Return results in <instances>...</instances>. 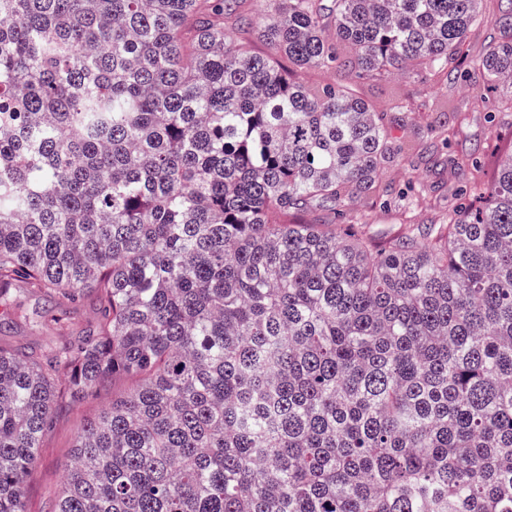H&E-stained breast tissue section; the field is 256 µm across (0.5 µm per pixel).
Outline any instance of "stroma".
Wrapping results in <instances>:
<instances>
[{"mask_svg":"<svg viewBox=\"0 0 512 512\" xmlns=\"http://www.w3.org/2000/svg\"><path fill=\"white\" fill-rule=\"evenodd\" d=\"M483 22L473 26L466 38L470 60L481 59L501 37L499 19L512 11V0H482ZM361 97L377 111L392 112L403 101L404 119L395 124L394 135L412 152L408 166L392 164L384 181L401 186L414 184L412 203L378 205L354 198L342 221L357 225L367 237L382 243L413 229L417 238L437 230L448 220V201L458 186L472 182L470 173L451 168L449 158L480 150L488 167H497L512 153V111L498 112L488 120L487 111L469 105L468 84L461 79L443 80L428 73L396 71L360 85ZM449 115L447 133L434 130L440 115ZM14 313L0 317V344L36 350L50 338L81 335L97 315L94 296H85L74 306L18 286L12 298ZM133 385L131 379L116 376L98 385L82 400L63 397L54 409L53 423L42 439L39 465L27 485L30 512H50L72 461V444L83 423L110 406L112 399Z\"/></svg>","mask_w":512,"mask_h":512,"instance_id":"obj_1","label":"stroma"}]
</instances>
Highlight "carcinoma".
Masks as SVG:
<instances>
[{"instance_id":"cac0c4a2","label":"carcinoma","mask_w":512,"mask_h":512,"mask_svg":"<svg viewBox=\"0 0 512 512\" xmlns=\"http://www.w3.org/2000/svg\"><path fill=\"white\" fill-rule=\"evenodd\" d=\"M480 2L268 0L258 55L224 0H0V313L17 282L98 301L0 346V512H30L58 388L111 375L138 383L51 512H512V154L425 247L290 220L410 197L351 84L458 75ZM502 30L474 104L512 85ZM229 9H232V7L227 6L224 8V21L232 35L240 40L247 41L251 45L252 50L257 54L266 55L270 53L269 46L257 38V24H255V22H253L251 25L244 26L237 24L235 21V16L233 15L234 11Z\"/></svg>"}]
</instances>
